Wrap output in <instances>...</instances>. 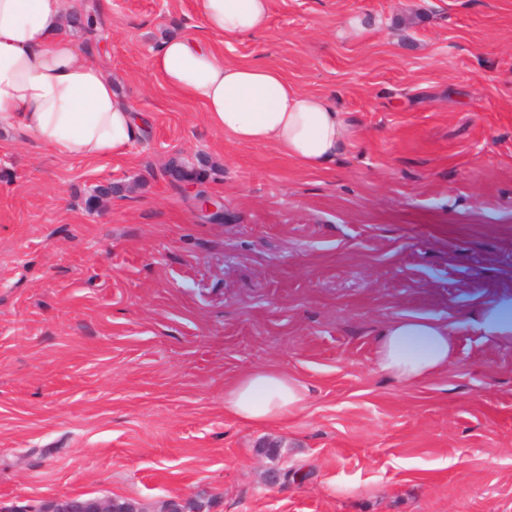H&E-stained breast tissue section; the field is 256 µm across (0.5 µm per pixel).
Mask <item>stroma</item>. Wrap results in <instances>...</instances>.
Returning a JSON list of instances; mask_svg holds the SVG:
<instances>
[{
    "label": "stroma",
    "instance_id": "35a3bbf8",
    "mask_svg": "<svg viewBox=\"0 0 512 512\" xmlns=\"http://www.w3.org/2000/svg\"><path fill=\"white\" fill-rule=\"evenodd\" d=\"M351 16L362 37L339 36ZM101 18L99 61L143 138L60 157L0 126V512H512V335L478 331L512 320V0H270L262 34L210 38L334 96L354 135L326 170L224 136L151 72L162 35L199 34L194 0ZM404 317L455 340L406 387L374 364ZM259 367L310 389L288 428L224 409ZM287 467L304 480L267 485Z\"/></svg>",
    "mask_w": 512,
    "mask_h": 512
}]
</instances>
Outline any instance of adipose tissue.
Instances as JSON below:
<instances>
[{
  "label": "adipose tissue",
  "instance_id": "1",
  "mask_svg": "<svg viewBox=\"0 0 512 512\" xmlns=\"http://www.w3.org/2000/svg\"><path fill=\"white\" fill-rule=\"evenodd\" d=\"M204 37L163 36L152 72L171 90L203 105L208 124L237 143L273 146L313 169L345 152L352 128L333 101L297 91L264 64L224 61L206 35L237 40L264 31L268 0H196ZM65 0H0V120L33 133L60 156L119 155L141 136L143 123L119 97L91 47L68 36ZM452 333L439 321H389L375 347L377 367L410 385L445 368ZM305 383L287 372L257 368L224 387V408L253 426L288 425L308 401Z\"/></svg>",
  "mask_w": 512,
  "mask_h": 512
}]
</instances>
